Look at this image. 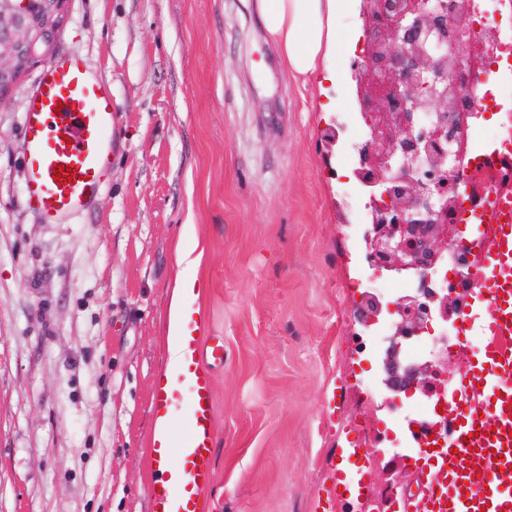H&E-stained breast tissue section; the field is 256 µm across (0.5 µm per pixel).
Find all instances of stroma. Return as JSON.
<instances>
[{
	"label": "stroma",
	"mask_w": 512,
	"mask_h": 512,
	"mask_svg": "<svg viewBox=\"0 0 512 512\" xmlns=\"http://www.w3.org/2000/svg\"><path fill=\"white\" fill-rule=\"evenodd\" d=\"M116 109L106 188L44 223L25 199L26 71L0 97V512H152L154 394L177 268L224 341L207 512H315L377 383L372 485L424 473L383 399L385 342L355 316L369 275L353 174L358 82L287 78L252 0H65L72 53ZM334 97L335 111L320 108Z\"/></svg>",
	"instance_id": "35a3bbf8"
}]
</instances>
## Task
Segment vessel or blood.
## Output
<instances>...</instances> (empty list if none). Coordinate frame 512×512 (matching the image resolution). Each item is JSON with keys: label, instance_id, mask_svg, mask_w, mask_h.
<instances>
[{"label": "vessel or blood", "instance_id": "b4317fda", "mask_svg": "<svg viewBox=\"0 0 512 512\" xmlns=\"http://www.w3.org/2000/svg\"><path fill=\"white\" fill-rule=\"evenodd\" d=\"M22 157L27 201L46 223L73 215L97 197L112 164L115 112L112 96L90 73L80 54L49 62L30 91L23 116ZM67 167L71 182L55 178ZM503 199L490 211L487 244L475 261L480 310L464 316L462 333L482 329L489 340L460 373L450 396L452 427L447 442L430 440L417 464L428 477L422 502L404 512H512V165L501 171ZM194 310L180 317L183 368L155 393L159 413L181 404L178 428L164 427L155 465L178 460L175 476L152 484L154 512H205L203 489L214 480L213 375L205 362L220 363L224 349L203 347ZM341 459L354 463L356 478L341 468L327 476L318 512H332L342 495L362 497L372 483L368 452L344 435Z\"/></svg>", "mask_w": 512, "mask_h": 512}]
</instances>
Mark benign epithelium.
<instances>
[{"instance_id":"obj_1","label":"benign epithelium","mask_w":512,"mask_h":512,"mask_svg":"<svg viewBox=\"0 0 512 512\" xmlns=\"http://www.w3.org/2000/svg\"><path fill=\"white\" fill-rule=\"evenodd\" d=\"M65 0H0V95L24 72L40 63L50 47ZM374 32L371 53L360 65L358 81L370 136L361 145L362 166L354 171L371 187L372 224L368 257L382 269L420 278L436 269L445 253H463L455 237L454 185L463 169L465 130L475 112L463 88L479 78L470 59L455 58L448 71V45L457 28L473 26L471 0H365ZM428 113L430 124L419 123ZM455 291L425 289L390 303L396 315L382 357L388 403L400 394L433 391L441 359L411 361L406 349L431 332V321L446 320L465 304ZM381 304L366 294L357 306L368 323Z\"/></svg>"}]
</instances>
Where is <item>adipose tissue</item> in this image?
<instances>
[{
    "label": "adipose tissue",
    "instance_id": "ef3b65f1",
    "mask_svg": "<svg viewBox=\"0 0 512 512\" xmlns=\"http://www.w3.org/2000/svg\"><path fill=\"white\" fill-rule=\"evenodd\" d=\"M343 7V0H254L253 4L292 78L320 84L335 82L336 72L326 66L325 61L342 52L353 40L352 35L336 24ZM195 296L193 282L177 277L168 306L164 379H172L177 374L178 319L187 301Z\"/></svg>",
    "mask_w": 512,
    "mask_h": 512
}]
</instances>
